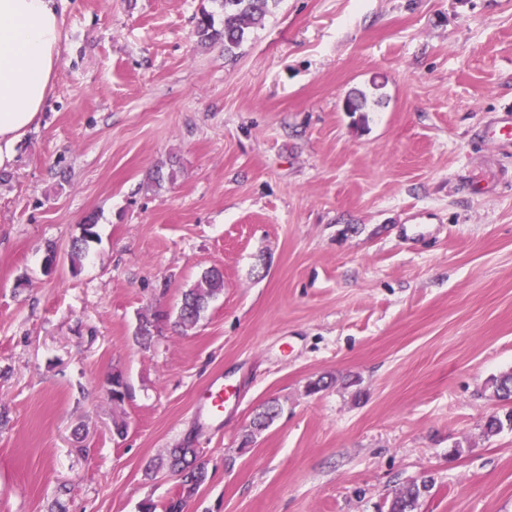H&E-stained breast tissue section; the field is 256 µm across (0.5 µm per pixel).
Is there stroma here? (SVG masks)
<instances>
[{"label":"stroma","instance_id":"stroma-1","mask_svg":"<svg viewBox=\"0 0 512 512\" xmlns=\"http://www.w3.org/2000/svg\"><path fill=\"white\" fill-rule=\"evenodd\" d=\"M55 4L0 171V512H161L177 480L145 469L186 444L184 512H387L428 478L418 512H512V430L483 433L512 369V0H282L233 60L195 35L210 0ZM358 89L380 104L345 111ZM212 267L198 327L141 348ZM97 225V217L93 214L88 216L82 224V234L72 240L70 246V265L72 271H77L82 259L86 256L89 242L94 239Z\"/></svg>","mask_w":512,"mask_h":512}]
</instances>
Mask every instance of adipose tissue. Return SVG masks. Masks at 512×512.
Segmentation results:
<instances>
[{"label": "adipose tissue", "mask_w": 512, "mask_h": 512, "mask_svg": "<svg viewBox=\"0 0 512 512\" xmlns=\"http://www.w3.org/2000/svg\"><path fill=\"white\" fill-rule=\"evenodd\" d=\"M61 40L54 0H0V169L40 120Z\"/></svg>", "instance_id": "ef3b65f1"}]
</instances>
